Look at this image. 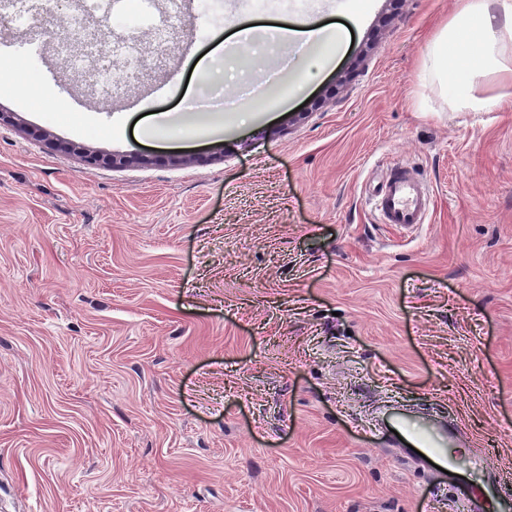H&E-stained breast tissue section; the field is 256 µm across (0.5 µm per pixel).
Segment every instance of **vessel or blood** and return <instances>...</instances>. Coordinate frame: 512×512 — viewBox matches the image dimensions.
I'll return each instance as SVG.
<instances>
[{"label":"vessel or blood","mask_w":512,"mask_h":512,"mask_svg":"<svg viewBox=\"0 0 512 512\" xmlns=\"http://www.w3.org/2000/svg\"><path fill=\"white\" fill-rule=\"evenodd\" d=\"M367 199L379 223L393 225L407 234L427 223L434 209L428 182L412 167L398 162L372 178ZM387 426L406 447L416 449L419 458L442 469L441 483L454 490L461 512H484L488 501L495 503L498 512H512V494L503 489L504 484L512 482V472L497 469L490 484L473 488L448 460L446 446L454 438L452 432L398 410L389 414Z\"/></svg>","instance_id":"obj_1"}]
</instances>
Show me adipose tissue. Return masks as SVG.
I'll use <instances>...</instances> for the list:
<instances>
[{"label": "adipose tissue", "mask_w": 512, "mask_h": 512, "mask_svg": "<svg viewBox=\"0 0 512 512\" xmlns=\"http://www.w3.org/2000/svg\"><path fill=\"white\" fill-rule=\"evenodd\" d=\"M274 35L303 46L332 41L341 48L347 39L345 30L304 21L283 23ZM421 77L445 95L452 112H481L512 97V0H458L433 38Z\"/></svg>", "instance_id": "1"}]
</instances>
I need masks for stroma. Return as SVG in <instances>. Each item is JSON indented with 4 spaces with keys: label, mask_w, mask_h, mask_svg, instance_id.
Here are the masks:
<instances>
[{
    "label": "stroma",
    "mask_w": 512,
    "mask_h": 512,
    "mask_svg": "<svg viewBox=\"0 0 512 512\" xmlns=\"http://www.w3.org/2000/svg\"><path fill=\"white\" fill-rule=\"evenodd\" d=\"M455 2L144 0L92 50L108 94L13 0L0 69L35 70L0 88V512H448L368 439L395 407L512 463V104L449 111L418 68ZM307 18L351 30L330 67L270 31ZM285 60L262 102L190 112ZM392 162L434 190L411 236L366 204Z\"/></svg>",
    "instance_id": "obj_1"
}]
</instances>
